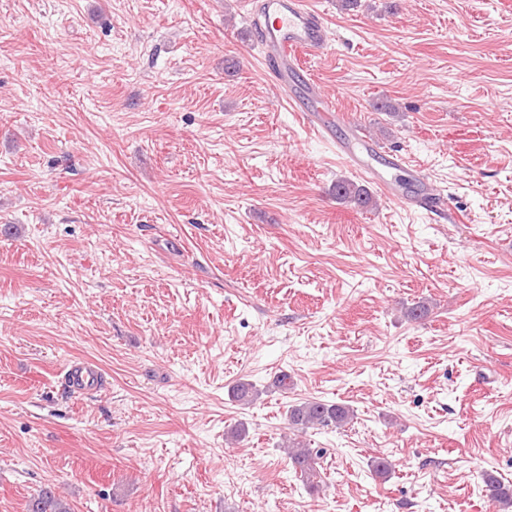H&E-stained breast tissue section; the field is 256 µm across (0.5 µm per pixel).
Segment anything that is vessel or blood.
Here are the masks:
<instances>
[{
  "label": "vessel or blood",
  "instance_id": "obj_1",
  "mask_svg": "<svg viewBox=\"0 0 512 512\" xmlns=\"http://www.w3.org/2000/svg\"><path fill=\"white\" fill-rule=\"evenodd\" d=\"M256 14V37L265 47V65L270 81L289 90L293 111L304 113L308 124L329 129L336 121L334 107L309 79L301 65L303 54L322 51L327 45L325 26L319 13L307 7L305 0H259ZM337 154L353 163L382 192L391 198L404 199L400 186L387 180L372 162L384 159L391 166H401L394 153L378 147L371 140L356 135L339 143ZM99 372L90 364L70 365L62 384L83 391L98 384Z\"/></svg>",
  "mask_w": 512,
  "mask_h": 512
}]
</instances>
